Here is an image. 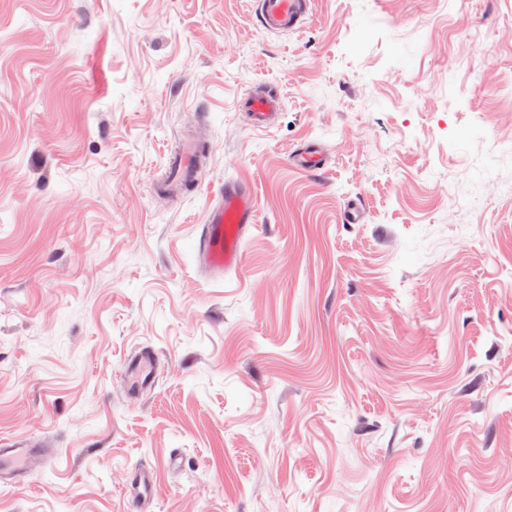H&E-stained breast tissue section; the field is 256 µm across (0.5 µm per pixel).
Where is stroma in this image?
Wrapping results in <instances>:
<instances>
[{"label":"stroma","mask_w":512,"mask_h":512,"mask_svg":"<svg viewBox=\"0 0 512 512\" xmlns=\"http://www.w3.org/2000/svg\"><path fill=\"white\" fill-rule=\"evenodd\" d=\"M246 2L0 0V445L45 449L0 512H126L140 467L147 512H512V0ZM262 26L272 32L300 29L307 20L309 0H252ZM280 106V97L271 90L253 92L244 102V107L250 113V125L253 128L270 127L276 111ZM258 220L253 191L239 184L224 185V193L211 210L208 223L202 224L197 244L211 279L224 278L225 272L240 267L242 241ZM156 360L155 355L150 352L143 353L139 357L132 359L125 370V374L131 384L134 385L147 381L153 372Z\"/></svg>","instance_id":"stroma-1"}]
</instances>
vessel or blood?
<instances>
[{"instance_id": "obj_1", "label": "vessel or blood", "mask_w": 512, "mask_h": 512, "mask_svg": "<svg viewBox=\"0 0 512 512\" xmlns=\"http://www.w3.org/2000/svg\"><path fill=\"white\" fill-rule=\"evenodd\" d=\"M252 4L262 26L272 32L300 29L308 17L309 0H252ZM279 106V95L270 90L253 92L244 102L251 115L250 124L255 128L271 126ZM258 220L259 209L253 191L239 184L225 185L207 224L201 227L197 244L212 279L223 278L225 272L240 267L242 242ZM155 363V355L147 352L132 359L125 373L131 383L139 384L150 378ZM30 450L27 443L0 448V470L20 471ZM152 485L151 472L136 475L129 497V512H143L141 503L150 498Z\"/></svg>"}]
</instances>
